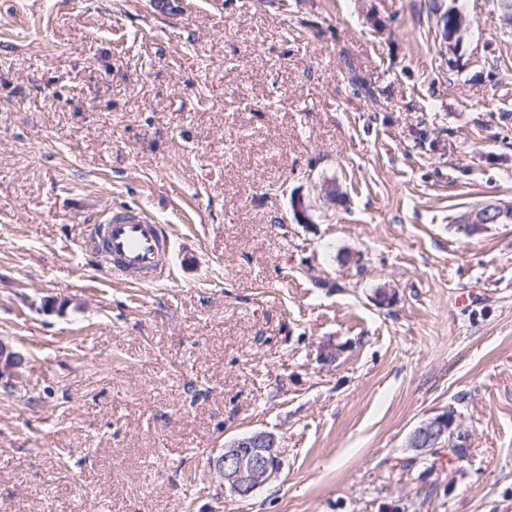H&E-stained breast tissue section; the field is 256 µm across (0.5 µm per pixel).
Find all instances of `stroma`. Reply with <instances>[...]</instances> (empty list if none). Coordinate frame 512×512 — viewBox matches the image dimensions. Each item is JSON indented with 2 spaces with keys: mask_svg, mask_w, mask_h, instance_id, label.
Segmentation results:
<instances>
[{
  "mask_svg": "<svg viewBox=\"0 0 512 512\" xmlns=\"http://www.w3.org/2000/svg\"><path fill=\"white\" fill-rule=\"evenodd\" d=\"M488 202L496 0H0V512H512V223L455 226ZM129 205L170 279L84 248ZM448 407L463 456L414 458ZM255 431L284 465L242 498L212 461ZM24 364V356L0 339V385L4 388L16 386L22 379Z\"/></svg>",
  "mask_w": 512,
  "mask_h": 512,
  "instance_id": "35a3bbf8",
  "label": "stroma"
}]
</instances>
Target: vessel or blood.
Here are the masks:
<instances>
[{"mask_svg": "<svg viewBox=\"0 0 512 512\" xmlns=\"http://www.w3.org/2000/svg\"><path fill=\"white\" fill-rule=\"evenodd\" d=\"M86 245L100 257L103 270L127 282L149 285L170 273L165 260L170 245L167 229L142 209L108 211L100 223L90 226Z\"/></svg>", "mask_w": 512, "mask_h": 512, "instance_id": "b4317fda", "label": "vessel or blood"}]
</instances>
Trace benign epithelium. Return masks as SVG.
<instances>
[{
  "label": "benign epithelium",
  "instance_id": "1",
  "mask_svg": "<svg viewBox=\"0 0 512 512\" xmlns=\"http://www.w3.org/2000/svg\"><path fill=\"white\" fill-rule=\"evenodd\" d=\"M497 205L488 203L481 210L461 216L459 232L471 236L486 224L496 222L492 214ZM24 356L0 339V385L12 388L22 379ZM459 448L468 447L469 433L456 423V414L445 410L416 426L408 438V445L421 456L448 442ZM282 451L276 438L267 432H254L232 440L225 445L224 453L216 466L230 492L247 497L268 483L280 471Z\"/></svg>",
  "mask_w": 512,
  "mask_h": 512
}]
</instances>
